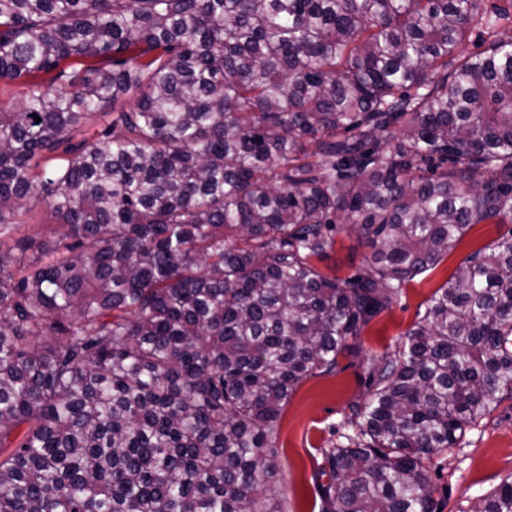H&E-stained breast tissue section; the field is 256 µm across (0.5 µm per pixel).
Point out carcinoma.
I'll list each match as a JSON object with an SVG mask.
<instances>
[{"instance_id": "cac0c4a2", "label": "carcinoma", "mask_w": 512, "mask_h": 512, "mask_svg": "<svg viewBox=\"0 0 512 512\" xmlns=\"http://www.w3.org/2000/svg\"><path fill=\"white\" fill-rule=\"evenodd\" d=\"M509 22L512 0H0L23 88L0 104V512H281L298 385L512 220ZM41 205L54 236L19 235ZM338 223L371 248L347 280L312 264ZM369 380L323 512H433L432 457L512 395V237ZM478 512H512V480Z\"/></svg>"}]
</instances>
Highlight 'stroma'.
<instances>
[{"mask_svg": "<svg viewBox=\"0 0 512 512\" xmlns=\"http://www.w3.org/2000/svg\"><path fill=\"white\" fill-rule=\"evenodd\" d=\"M511 232L510 221L472 227L434 269L407 285L397 304L365 327L359 354L340 357L336 373L317 374L299 384L281 412L276 442L282 512H323L321 492L328 466L322 451L347 431L351 406L367 400L373 359L404 341L432 293L471 253ZM368 253L356 229L340 224L327 255L314 264L325 275L347 279L361 273ZM431 474L434 505L441 512H475L503 480L512 477V397L471 427L459 445L439 454Z\"/></svg>", "mask_w": 512, "mask_h": 512, "instance_id": "35a3bbf8", "label": "stroma"}]
</instances>
